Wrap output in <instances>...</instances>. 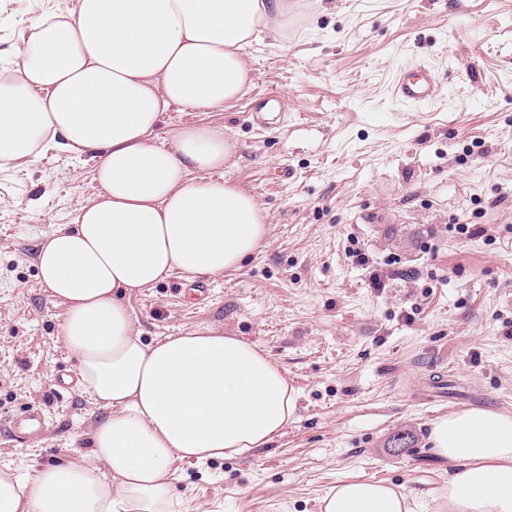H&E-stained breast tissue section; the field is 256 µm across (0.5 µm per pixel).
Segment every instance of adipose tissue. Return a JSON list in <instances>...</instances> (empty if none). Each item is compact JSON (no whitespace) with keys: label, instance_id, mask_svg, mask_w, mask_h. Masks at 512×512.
<instances>
[{"label":"adipose tissue","instance_id":"1","mask_svg":"<svg viewBox=\"0 0 512 512\" xmlns=\"http://www.w3.org/2000/svg\"><path fill=\"white\" fill-rule=\"evenodd\" d=\"M296 0H79L33 21L0 77V161L44 145L98 155L99 190L73 226L44 235L42 283L66 305L65 345L105 410L89 455L23 475L0 468V512H178L174 465L246 454L281 436L299 391L256 344L215 327L153 343L131 302L173 273L235 270L262 246L269 217L225 178L234 147L218 127L153 134L177 106L205 112L249 88L246 50L283 28ZM447 459L439 512H512V413L467 408L435 419ZM404 487L345 477L320 512H412Z\"/></svg>","mask_w":512,"mask_h":512}]
</instances>
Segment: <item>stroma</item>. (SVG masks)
<instances>
[{"label": "stroma", "instance_id": "1", "mask_svg": "<svg viewBox=\"0 0 512 512\" xmlns=\"http://www.w3.org/2000/svg\"><path fill=\"white\" fill-rule=\"evenodd\" d=\"M77 4L0 0V73L35 19ZM248 55L245 96L170 109L156 135L223 127L235 146L224 174L268 210L265 241L209 279L206 302L176 273L132 308L149 342L211 325L259 345L300 397L269 447L178 463L173 494L184 512H319L327 488L357 476L438 512L448 462L428 445L432 421L512 412V0H298ZM410 64L438 85L417 108L391 92ZM269 93L276 110L256 114ZM95 166L55 149L0 165V421L31 405L51 415L37 442L0 438V466L24 474L88 451L105 415L82 388L54 392L78 360L36 262L43 236L96 193ZM437 381L445 400L421 401ZM401 431L412 442L391 447Z\"/></svg>", "mask_w": 512, "mask_h": 512}]
</instances>
